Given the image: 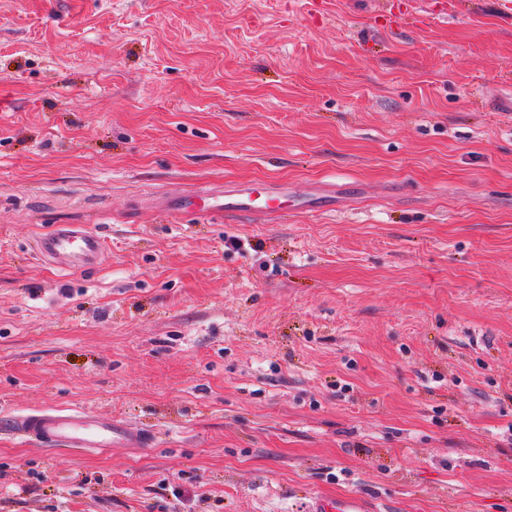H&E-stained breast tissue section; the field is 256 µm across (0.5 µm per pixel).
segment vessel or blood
Masks as SVG:
<instances>
[{"mask_svg":"<svg viewBox=\"0 0 512 512\" xmlns=\"http://www.w3.org/2000/svg\"><path fill=\"white\" fill-rule=\"evenodd\" d=\"M291 203L288 191L282 188L273 190L264 183L178 191L165 194L159 200L162 213L170 217L208 214L251 221L274 217L288 209ZM38 251L42 257L54 260L58 268L72 270L103 255L105 242L86 228L69 224L41 238ZM0 428L16 431L50 447L64 444L91 454H100L111 448H145L153 442L148 432L132 430L122 422L82 408L57 407L16 418L7 416L0 419ZM311 512L365 510L360 499L350 495L333 499L314 498Z\"/></svg>","mask_w":512,"mask_h":512,"instance_id":"b4317fda","label":"vessel or blood"}]
</instances>
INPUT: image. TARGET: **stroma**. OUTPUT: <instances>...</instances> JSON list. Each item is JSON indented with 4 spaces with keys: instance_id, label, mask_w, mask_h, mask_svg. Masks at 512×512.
<instances>
[{
    "instance_id": "stroma-1",
    "label": "stroma",
    "mask_w": 512,
    "mask_h": 512,
    "mask_svg": "<svg viewBox=\"0 0 512 512\" xmlns=\"http://www.w3.org/2000/svg\"><path fill=\"white\" fill-rule=\"evenodd\" d=\"M259 180L336 210L155 207ZM74 405L155 441L0 512H512V0H0V413ZM105 241L81 225H62L41 238L38 251L56 261L62 270H74L86 260L98 259L105 252ZM310 512H366L356 496H341L333 499L315 497Z\"/></svg>"
}]
</instances>
